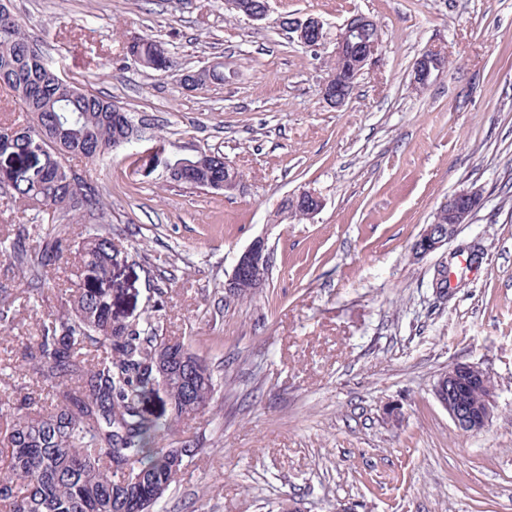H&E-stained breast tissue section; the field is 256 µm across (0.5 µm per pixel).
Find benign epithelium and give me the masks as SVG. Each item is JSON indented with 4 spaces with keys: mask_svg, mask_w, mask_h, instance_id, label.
<instances>
[{
    "mask_svg": "<svg viewBox=\"0 0 512 512\" xmlns=\"http://www.w3.org/2000/svg\"><path fill=\"white\" fill-rule=\"evenodd\" d=\"M377 30L375 21L366 15L357 14L350 17L343 25L341 35L336 39L334 58L336 68L322 85L323 99L338 108L344 106L351 96L350 88L365 67L372 64L380 54L381 43L373 36ZM289 31L294 33L297 41L307 47L318 46L323 38V23L317 17L293 20ZM447 55L438 48L424 51L416 60L413 68L412 83L423 87L434 71H442L447 65ZM290 200L306 201L310 208L306 218H312L322 207L323 201L313 189L302 190L290 197ZM481 204V195L476 190H460L442 203L448 208V215L453 223L425 225L418 238L411 246V256L419 261L448 245L460 227L471 221L474 212ZM269 260L264 239L254 240L237 258L232 274L227 281V288L233 290L247 273L260 288L265 282V268ZM485 372L470 362H458L442 374L434 386V394L440 404L448 411L455 425L464 432H477L483 429L493 414V394H488L479 402L462 398L466 385L482 381Z\"/></svg>",
    "mask_w": 512,
    "mask_h": 512,
    "instance_id": "7a95c632",
    "label": "benign epithelium"
}]
</instances>
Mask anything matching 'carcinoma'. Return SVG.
<instances>
[{
    "mask_svg": "<svg viewBox=\"0 0 512 512\" xmlns=\"http://www.w3.org/2000/svg\"><path fill=\"white\" fill-rule=\"evenodd\" d=\"M127 53L145 71L189 76L178 68L166 47L136 38ZM201 86L224 80V63L201 68ZM0 82L26 120H0L3 127L25 126L26 133L0 152L11 167L4 186L23 210H51L77 220L103 210L98 189L83 180L66 159L96 161L119 145L139 143L143 131L111 99L82 89L48 62L11 12L0 11ZM44 156L30 163L29 153ZM223 154L210 152L206 164L182 174L167 173L168 182L186 189L224 191ZM37 229L25 216L0 239V253L17 262L32 290L57 288L42 270L65 264L71 287L60 306L40 324V334L25 346L23 370L37 390L0 413V512H155L199 448L161 445L166 424L151 417L147 399L163 393L174 420L204 411L218 383L209 365L185 344L169 343L147 320L126 322L113 316L112 268L119 252L112 234L99 225L81 241L45 232L38 249L27 241ZM11 289H0V330L14 320ZM164 351L169 372L160 377L155 360Z\"/></svg>",
    "mask_w": 512,
    "mask_h": 512,
    "instance_id": "obj_1",
    "label": "carcinoma"
}]
</instances>
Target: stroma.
<instances>
[{
	"label": "stroma",
	"instance_id": "1",
	"mask_svg": "<svg viewBox=\"0 0 512 512\" xmlns=\"http://www.w3.org/2000/svg\"><path fill=\"white\" fill-rule=\"evenodd\" d=\"M62 74L148 123L171 152L223 153L245 188L214 194L167 183L151 153L69 164L95 183L124 259L112 308L158 322L204 359L222 387L166 439L198 441L160 512H512V0H269L265 19L224 0H12ZM376 21L381 54L340 108L321 87L345 21ZM319 18L313 49L284 16ZM162 42L179 67L224 63L223 81L188 91L127 58ZM442 46L447 70L424 88L412 66ZM314 189L322 209L277 220ZM476 188L482 204L441 251L410 247L441 202ZM271 254L263 287L226 290L255 239ZM483 254L442 294L439 265ZM0 340V404L25 379L24 340L58 306L19 297ZM495 384L494 414L461 431L434 395L452 364ZM399 407L400 421L385 418Z\"/></svg>",
	"mask_w": 512,
	"mask_h": 512
}]
</instances>
